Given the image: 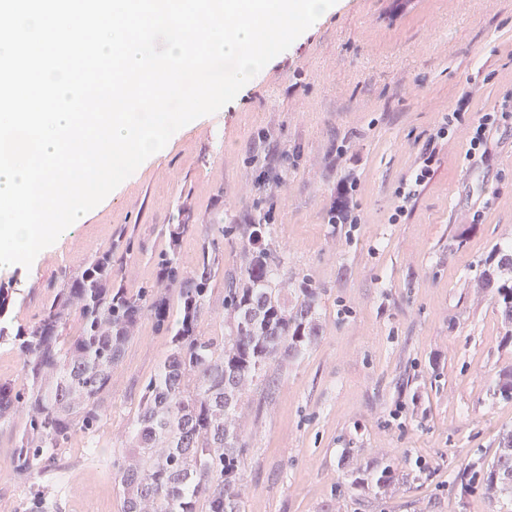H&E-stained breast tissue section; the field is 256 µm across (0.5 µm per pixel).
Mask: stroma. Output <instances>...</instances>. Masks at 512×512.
I'll use <instances>...</instances> for the list:
<instances>
[{"label": "stroma", "instance_id": "1", "mask_svg": "<svg viewBox=\"0 0 512 512\" xmlns=\"http://www.w3.org/2000/svg\"><path fill=\"white\" fill-rule=\"evenodd\" d=\"M469 78L481 84L471 119L512 95V0H409L402 10L394 0H337L30 269L0 267V282L23 297L15 323L50 301L61 267L120 240L136 250L115 265L116 280L131 293L153 281L169 245L161 228L180 210L191 215L184 267L194 269L206 245L228 272L240 241L217 225L273 213L271 238L291 282L283 297L295 305L304 281L319 289L322 332L298 357L273 362L244 399L242 512H497L482 490L463 493L460 476L512 430V400L492 391L497 372L512 367V342L476 287L495 249L512 246V124L494 133L485 163L465 161L464 141L443 147L431 182L399 223L388 221L402 179ZM351 173L363 222L328 223ZM170 348L143 317L112 373L98 449L77 438L57 458L49 488L58 512H121L115 464L140 389ZM12 444L0 435V498L22 512L32 487L13 470ZM386 462L395 484L359 486Z\"/></svg>", "mask_w": 512, "mask_h": 512}]
</instances>
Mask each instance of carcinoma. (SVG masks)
Segmentation results:
<instances>
[{
    "instance_id": "1",
    "label": "carcinoma",
    "mask_w": 512,
    "mask_h": 512,
    "mask_svg": "<svg viewBox=\"0 0 512 512\" xmlns=\"http://www.w3.org/2000/svg\"><path fill=\"white\" fill-rule=\"evenodd\" d=\"M187 224H166L169 250L158 255L157 277L129 294L112 282V250L89 257L82 266L64 267L52 299L27 326L13 322L17 289L0 282V346L22 358V385L0 379V426L17 431L14 472L29 481L51 470L57 455L77 435H93L108 416L112 371L145 314L158 332L171 337V349L144 386L117 462L122 512H196L204 498L209 512H240L241 464L248 441L239 423L243 397L267 377L279 357H294L320 337L319 292L299 289V303L288 308L282 256L266 240L261 224H232L240 240V266L225 278L227 333L201 327L219 257L202 246L196 267L181 263L178 245ZM217 227L220 234L227 231ZM496 266L483 270L477 287L491 301L512 338V249L496 250ZM180 299L173 317L168 295ZM80 335H66L73 311ZM496 392L512 399V368L496 379ZM370 482L390 487L396 468L373 469ZM484 489L512 512V431L498 437L490 460L477 461L464 491Z\"/></svg>"
}]
</instances>
